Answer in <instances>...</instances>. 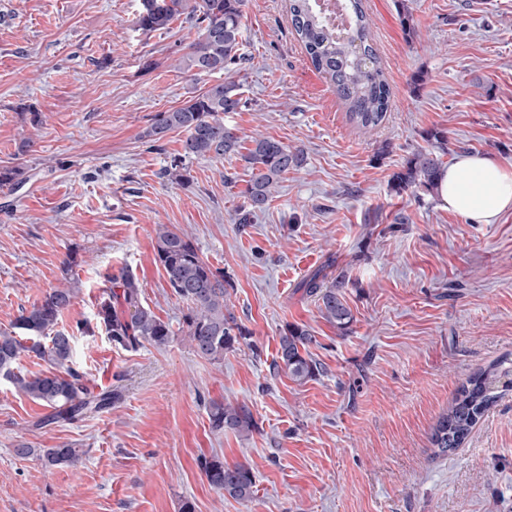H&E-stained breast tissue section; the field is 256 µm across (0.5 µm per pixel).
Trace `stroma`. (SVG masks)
Here are the masks:
<instances>
[{
  "label": "stroma",
  "mask_w": 512,
  "mask_h": 512,
  "mask_svg": "<svg viewBox=\"0 0 512 512\" xmlns=\"http://www.w3.org/2000/svg\"><path fill=\"white\" fill-rule=\"evenodd\" d=\"M390 88L372 130L311 65L288 0H245L242 51L224 72L176 64L190 23L144 32L140 0H0V168L25 181L0 190V331L47 290H78L59 325L94 322L129 269L141 300L178 326L186 303L154 260L157 225L187 230L223 269L228 305L248 332L223 361L182 335L163 348L116 347L104 330L76 335L72 357L111 409L41 426L49 407L0 378V512H512V390L448 454L430 437L458 386L512 360V210L470 224L434 191L395 192L390 178L418 149L447 138L512 165V0H362ZM240 83L224 115L242 146L275 138L303 150L268 209L242 223L252 169L241 155L165 171L184 132L153 143L157 113L218 82ZM334 260L353 320L339 331L299 283ZM310 330L319 375L274 373L286 325ZM245 402L255 431H212L210 401ZM80 449L49 467L43 448ZM32 448L17 455L19 446ZM246 464L255 497L206 481L202 458Z\"/></svg>",
  "instance_id": "stroma-1"
}]
</instances>
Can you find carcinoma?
Masks as SVG:
<instances>
[{
  "label": "carcinoma",
  "mask_w": 512,
  "mask_h": 512,
  "mask_svg": "<svg viewBox=\"0 0 512 512\" xmlns=\"http://www.w3.org/2000/svg\"><path fill=\"white\" fill-rule=\"evenodd\" d=\"M342 4L347 15L346 29L342 31L332 23L319 0H290L291 24L312 66L328 77L348 106L349 119L360 128L373 129L386 115L388 86L377 54L368 43V22L361 0H342ZM243 5L244 0H140L135 24L138 29L151 32L166 29L180 18L191 23L197 27L198 37L183 55L181 69L198 74L222 73L245 61L241 52ZM242 106L241 86L221 82L182 107L158 113L148 136L159 140L171 131L186 133L182 153L166 169L168 176L182 179L181 170L188 159H218L239 153V137L224 125V113L236 112ZM244 159L253 170L247 191L250 214L264 211L272 198V189L306 161L302 150L265 136L251 139ZM442 164L436 151L420 150L393 174V187L399 192L413 186L432 189ZM155 261L164 270L173 295L187 304L181 333L192 350L209 361L223 360L224 352L248 335L228 307L224 271L201 257L187 233L165 224L156 229ZM334 265L335 261L330 260L310 273L300 288L317 297L322 316L345 331L352 313L342 295L345 275L330 277ZM108 279L115 290L101 302L97 318L110 341L127 350H136L145 342L158 348L167 346L174 331L141 303V289L134 274L123 269ZM75 298L74 288H52L39 302L21 312L12 331L0 332V376L50 407L48 424L80 421L89 414L112 408L120 398L112 390L92 393L80 373L69 366L75 333H92L89 323L76 324L74 332L63 328L47 336ZM314 342L315 337L307 328L286 325L279 337L273 371L283 372L300 384L316 377L320 364L309 352ZM24 356L47 361L53 369L25 378L15 372V365ZM501 385L512 388V366L502 363L479 371L458 387L450 406L434 426L431 445L435 454L445 455L463 445L496 403ZM208 414L215 431L230 430L243 435L256 428L253 412L246 403L212 401ZM79 456V450L68 445L44 450L50 465H71ZM201 469L212 488L241 502L253 499L254 481L246 465L230 466L213 456L201 461Z\"/></svg>",
  "instance_id": "cac0c4a2"
}]
</instances>
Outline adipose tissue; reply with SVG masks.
I'll list each match as a JSON object with an SVG mask.
<instances>
[{
	"label": "adipose tissue",
	"instance_id": "1",
	"mask_svg": "<svg viewBox=\"0 0 512 512\" xmlns=\"http://www.w3.org/2000/svg\"><path fill=\"white\" fill-rule=\"evenodd\" d=\"M442 208L471 224H493L512 210V167L494 158L464 154L437 182Z\"/></svg>",
	"mask_w": 512,
	"mask_h": 512
}]
</instances>
